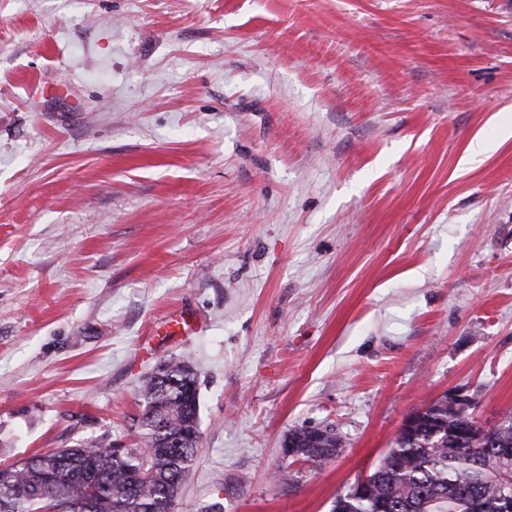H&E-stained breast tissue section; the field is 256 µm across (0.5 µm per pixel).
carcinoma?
<instances>
[{
  "label": "carcinoma",
  "mask_w": 512,
  "mask_h": 512,
  "mask_svg": "<svg viewBox=\"0 0 512 512\" xmlns=\"http://www.w3.org/2000/svg\"><path fill=\"white\" fill-rule=\"evenodd\" d=\"M141 440L116 453L99 441L65 455L47 450L21 459L0 477V512H177L181 481L196 460L200 418L195 373L175 360L140 387ZM365 484L336 495L332 512H497L512 490V412L479 436L474 418L444 396L418 410ZM298 461L313 467L343 444L332 430L314 440L306 427L288 431Z\"/></svg>",
  "instance_id": "obj_1"
}]
</instances>
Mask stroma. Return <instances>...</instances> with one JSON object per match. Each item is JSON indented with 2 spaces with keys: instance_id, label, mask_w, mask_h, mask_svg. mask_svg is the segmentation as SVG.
I'll use <instances>...</instances> for the list:
<instances>
[{
  "instance_id": "obj_1",
  "label": "stroma",
  "mask_w": 512,
  "mask_h": 512,
  "mask_svg": "<svg viewBox=\"0 0 512 512\" xmlns=\"http://www.w3.org/2000/svg\"><path fill=\"white\" fill-rule=\"evenodd\" d=\"M170 359L178 512H330L449 390L512 412V0H0V463L135 447ZM312 433L313 431H309L307 427L295 428L288 431V436L284 440V443L288 441L293 448H296L299 455V458L291 461L290 464L302 462L308 463L312 467L319 468L330 462L339 454L343 444L334 430L325 428L324 436L321 440L317 441L313 439Z\"/></svg>"
}]
</instances>
